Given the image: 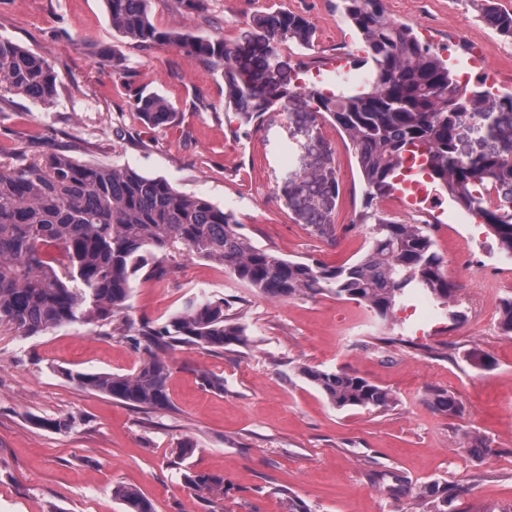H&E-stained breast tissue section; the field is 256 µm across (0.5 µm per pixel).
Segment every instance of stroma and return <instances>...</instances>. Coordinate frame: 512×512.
I'll list each match as a JSON object with an SVG mask.
<instances>
[{
    "instance_id": "1",
    "label": "stroma",
    "mask_w": 512,
    "mask_h": 512,
    "mask_svg": "<svg viewBox=\"0 0 512 512\" xmlns=\"http://www.w3.org/2000/svg\"><path fill=\"white\" fill-rule=\"evenodd\" d=\"M386 12L465 71L481 49L512 91V42L499 37L461 0H383ZM286 10L313 25L316 47L280 52L268 91L299 80H331L325 60L339 42L363 75L358 43L341 0H208L206 16L177 0H151L157 26L233 43L245 72L264 68L263 42L248 21L258 11ZM0 37L43 56L58 75V96L43 105L0 95V161L18 151L49 149L103 166H128L167 179L178 191L233 210L253 242L289 259L338 266L361 256L368 229L360 175L347 138L326 139L306 96L287 112L272 108L258 124H239L224 109V82L175 45L145 52L112 28L103 0H0ZM117 50L126 77L113 76L93 51ZM157 93L176 116L148 127L133 111L136 93ZM339 181V194L327 186ZM446 231L436 249L447 262L463 319L413 316L420 300L395 312L392 342L353 333L368 312L324 294L287 301L256 294L223 266L184 251L165 259L162 279H136L130 307L114 321L50 328L24 336L0 326V512H124L116 485L136 487L155 512H288L289 497L310 512H425L424 486L447 485L457 512H512V336L498 329L512 270L477 325L465 298L492 279L500 255L481 224H457L441 198ZM222 298L251 334L246 348L211 353L182 346L168 353L170 404L130 407L83 390L65 371L134 372L146 358L131 337L142 324L164 326L188 301ZM491 361L470 363L472 350ZM352 370L392 391L386 411L333 408L299 367ZM224 381L206 388L202 372ZM457 402L453 413L431 408L429 389ZM63 421L64 429L35 425ZM194 452L180 458L184 442ZM223 477V494L195 497L185 474Z\"/></svg>"
}]
</instances>
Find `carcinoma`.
<instances>
[{"instance_id":"cac0c4a2","label":"carcinoma","mask_w":512,"mask_h":512,"mask_svg":"<svg viewBox=\"0 0 512 512\" xmlns=\"http://www.w3.org/2000/svg\"><path fill=\"white\" fill-rule=\"evenodd\" d=\"M112 29L144 50L176 44L219 73L225 108L246 125L274 105L286 111L297 87L281 86L266 96L264 76L247 74L236 63L232 43L161 29L150 19V0H104ZM343 15L360 42L365 78L356 86L326 91L312 83L303 94L315 116L345 135L359 170L365 205L386 198L409 159L423 158L420 174L460 210L479 219L494 236L500 254H512V92L500 95L458 81L448 60L423 44L412 26L388 15L382 0H343ZM483 21L512 40V11L496 0H468ZM265 40V68L279 63L288 41L311 50L314 30L300 14L257 12L250 19ZM122 77L123 56L93 51ZM57 74L42 56L0 38V91L44 105L57 97ZM141 123L159 127L175 117L172 103L158 94H138ZM493 123L504 141L464 154L458 129L467 122ZM369 225L368 247L340 266L287 259L255 246L231 210L185 195L161 177L130 167L82 163L53 150L37 159L0 163V325L27 336L75 323L107 321L129 307L139 276L159 273L162 255L177 246L200 259L220 262L226 272L256 292L276 300L329 293L355 301L372 314L376 330L392 324L396 307L425 294L457 322L455 287L446 261L435 249L431 225L402 224L383 212L362 215ZM499 328L512 335V295L502 299ZM149 354L131 374L65 372L76 386L124 404L157 409L168 405V361L152 349L191 345L217 352L249 345L247 327L227 313L224 299L192 301L162 327L142 326L135 336ZM300 374L338 410L376 409L395 404L392 392L353 371L302 366ZM429 405L450 412L456 400L446 390L427 392ZM198 495L224 492V479L186 475ZM113 496L124 512H154L133 487L119 485ZM428 512H448V489L425 491Z\"/></svg>"}]
</instances>
